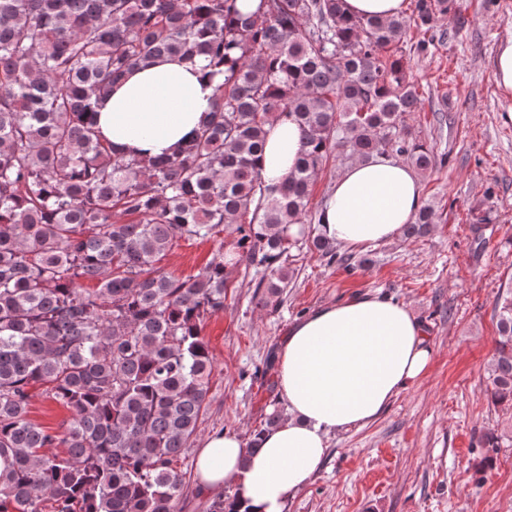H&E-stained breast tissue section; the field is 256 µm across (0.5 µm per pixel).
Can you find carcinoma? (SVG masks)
<instances>
[{"mask_svg":"<svg viewBox=\"0 0 512 512\" xmlns=\"http://www.w3.org/2000/svg\"><path fill=\"white\" fill-rule=\"evenodd\" d=\"M241 5L0 0V512H177V462L207 411L202 329L224 311V254L263 269L256 305L275 310L292 249L357 269L309 210L327 162H447L405 124L422 92L399 45L420 55L444 41L431 22L458 25L457 0H412L410 21L349 16L343 0ZM162 56L205 57L216 106L185 148L119 155L95 127L96 100ZM278 114L303 145L269 186L258 160ZM435 217L423 205L402 237H424ZM226 227L229 248L196 273L157 267ZM496 326L488 391L512 413V295ZM38 391L71 412L58 428L30 418ZM238 499L209 512H239Z\"/></svg>","mask_w":512,"mask_h":512,"instance_id":"obj_1","label":"carcinoma"}]
</instances>
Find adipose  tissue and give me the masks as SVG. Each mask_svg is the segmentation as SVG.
Segmentation results:
<instances>
[{
    "mask_svg": "<svg viewBox=\"0 0 512 512\" xmlns=\"http://www.w3.org/2000/svg\"><path fill=\"white\" fill-rule=\"evenodd\" d=\"M203 59L161 57L136 68L99 98L97 127L121 153L155 157L190 139L216 101ZM260 157L268 185L290 173L301 147L297 124L273 118ZM418 176L375 156L350 162L322 207L321 229L337 245L364 249L398 236L422 205ZM433 360L423 324L379 293L321 306L289 328L276 350L278 386L288 417L268 429L256 452L238 434L218 432L197 451L201 492L239 488L244 512H284L320 468L331 434L364 426L422 378Z\"/></svg>",
    "mask_w": 512,
    "mask_h": 512,
    "instance_id": "obj_1",
    "label": "adipose tissue"
}]
</instances>
